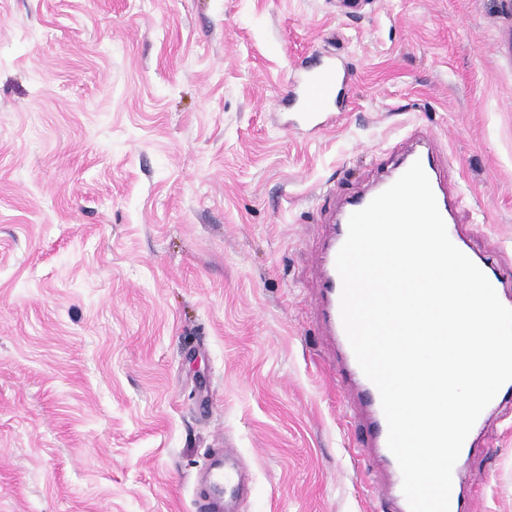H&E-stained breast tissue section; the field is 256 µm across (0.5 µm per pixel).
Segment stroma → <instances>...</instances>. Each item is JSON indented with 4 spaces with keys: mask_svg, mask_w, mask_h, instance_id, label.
Here are the masks:
<instances>
[{
    "mask_svg": "<svg viewBox=\"0 0 512 512\" xmlns=\"http://www.w3.org/2000/svg\"><path fill=\"white\" fill-rule=\"evenodd\" d=\"M512 0H0V512H194L208 453L238 512H381L315 321L330 179L415 131L461 234L512 265ZM315 51L351 74L283 126ZM512 512V409L459 465ZM350 73L327 53L304 59L292 73L288 104L295 108L296 126L314 131L336 122L349 102ZM202 471L207 491L195 500V512H235L231 507L250 489L237 448H217Z\"/></svg>",
    "mask_w": 512,
    "mask_h": 512,
    "instance_id": "1",
    "label": "stroma"
}]
</instances>
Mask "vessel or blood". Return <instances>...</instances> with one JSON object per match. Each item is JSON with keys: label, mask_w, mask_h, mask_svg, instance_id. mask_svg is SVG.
Here are the masks:
<instances>
[{"label": "vessel or blood", "mask_w": 512, "mask_h": 512, "mask_svg": "<svg viewBox=\"0 0 512 512\" xmlns=\"http://www.w3.org/2000/svg\"><path fill=\"white\" fill-rule=\"evenodd\" d=\"M350 73L339 65L333 55L316 53L304 59L292 73L288 103L296 112L297 126L316 130L336 122L349 101ZM421 162L436 197L439 211L445 221L448 235L454 244L462 245L467 256H475L472 247L463 246L455 223L459 198L449 196L444 166L434 154L428 135H420L418 145L403 154L393 155L388 171L374 186L363 192L345 195L342 207L333 219V233L324 242L316 257L319 279L317 319L322 333L332 346L335 373L343 385L354 387L366 433L358 446L371 467L389 472L392 483L380 485L377 493L385 504V512H410L402 491V473L398 462L387 446V422L381 399L375 385L359 367L347 339L340 315L342 281L336 269V256L348 234V220L352 213L365 208L373 198L390 187L413 162ZM497 294H504L512 282V267L503 268L488 258H476ZM207 491L195 502V512H232L233 505L246 496L250 479L237 449L221 448L211 456L203 468Z\"/></svg>", "instance_id": "b4317fda"}]
</instances>
